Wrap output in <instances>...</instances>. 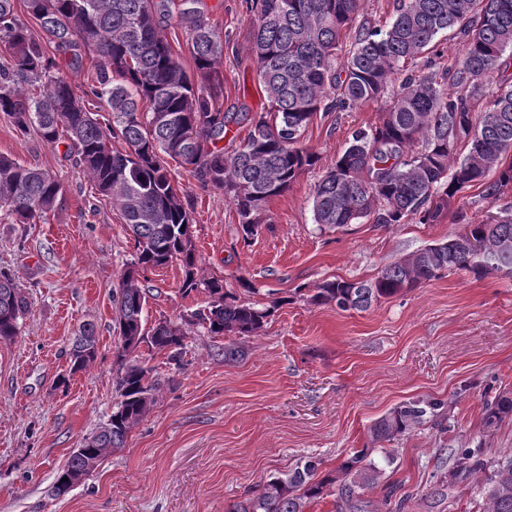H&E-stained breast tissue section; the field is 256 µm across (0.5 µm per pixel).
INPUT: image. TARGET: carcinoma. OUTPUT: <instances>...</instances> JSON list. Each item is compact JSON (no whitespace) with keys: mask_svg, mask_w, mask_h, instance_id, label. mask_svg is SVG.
I'll list each match as a JSON object with an SVG mask.
<instances>
[{"mask_svg":"<svg viewBox=\"0 0 512 512\" xmlns=\"http://www.w3.org/2000/svg\"><path fill=\"white\" fill-rule=\"evenodd\" d=\"M253 16L249 50L268 101V110L251 118L247 137L235 148L220 146L238 113L224 111V34L209 20L202 0H25L40 22L43 37L32 36L13 0H0V41L10 60L0 65V112L23 135L31 130L50 145L65 143V156L112 200L134 239L131 264L145 272L180 262L188 296L200 289L207 305L177 320L161 319L145 328L146 288L121 274L113 294L119 329L117 380L120 400L107 422L85 439L53 484L56 497L87 476L104 452L125 445L129 431L155 400L150 369L122 353L125 345L145 343L180 360L188 328L202 325L213 336L244 339L261 332L274 311L288 301L265 306L224 291V280L197 279L199 256L193 242V207L168 170L173 161L204 187L222 192L236 208L242 239L249 242L267 223L266 206L318 161L302 144L314 115L344 112L384 97L392 77L430 49L448 29L462 35L452 61H431L425 75H409L393 94L380 122L351 134L335 166L315 185L314 222L340 229L370 215L379 224L414 220L438 224L457 195L479 185L483 198L512 191V76L503 60L512 47V0H398L386 28H353L360 0H243ZM177 12H172V7ZM176 18L187 39L195 69L160 33ZM353 50L336 65V50L349 34ZM52 45L64 64L47 55ZM93 55L96 77L78 93L63 69ZM38 87L39 92L32 91ZM96 101L108 118L89 107ZM123 141L127 149L112 146ZM466 154L458 156L459 146ZM494 180H488L489 173ZM63 188L51 172L23 166L0 155V207L15 224H30L56 211ZM482 243L474 253L455 235L394 262L370 281L336 279L316 288L312 300L343 311H365L458 269L484 277L512 273V212L496 224H471ZM29 301L12 274L0 271V340L18 335ZM95 330L86 326L69 349L70 372L96 358ZM512 417V393L501 391L486 403L483 426L495 429ZM422 427L448 432V410L434 398L402 402L369 429V448H354L336 470L323 475L321 462L305 459L270 478L262 490L231 512H304L305 506L336 488L341 512H363L361 491L376 484L382 469L374 448L393 444ZM455 473L482 482L483 512H512V455L484 478V462L472 448H458Z\"/></svg>","mask_w":512,"mask_h":512,"instance_id":"cac0c4a2","label":"carcinoma"}]
</instances>
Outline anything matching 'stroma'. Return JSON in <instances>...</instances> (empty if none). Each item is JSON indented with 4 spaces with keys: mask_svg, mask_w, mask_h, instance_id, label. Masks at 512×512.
Segmentation results:
<instances>
[{
    "mask_svg": "<svg viewBox=\"0 0 512 512\" xmlns=\"http://www.w3.org/2000/svg\"><path fill=\"white\" fill-rule=\"evenodd\" d=\"M224 33L225 107L244 108L230 135L242 141L249 118L265 111L266 94L248 51L250 18L242 0H203ZM384 102L320 113L303 134L319 161L268 204L269 224L243 242L234 205L171 165L175 184L194 203L193 235L200 276L250 302H285L264 330L242 339L243 358L225 362L221 336L192 327L181 364L140 347L160 391L124 448L110 452L67 495L51 488L75 448L105 423L119 399L121 364L114 352L112 293L134 253L120 212L64 157V146L15 131L0 113V154L52 171L64 192L55 213L13 223L0 209V269L13 271L30 312L18 336L0 342V512H230L258 494L269 477L311 457L334 470L368 443L370 426L397 404L444 401L446 434L421 429L395 444L392 465L362 492L375 512L386 485H398L403 512H479V482L453 476V449H478L492 465L512 453V418L483 427L487 387L512 391V276L482 278L451 271L365 311L313 302L319 283L367 281L463 225L512 209V194L483 199L480 187L458 194L438 224H380L374 217L339 230L313 220L312 192L354 130L379 121ZM145 317L153 322L200 308L205 291L182 296L179 262L147 272ZM93 326L97 357L70 374L67 351Z\"/></svg>",
    "mask_w": 512,
    "mask_h": 512,
    "instance_id": "stroma-1",
    "label": "stroma"
}]
</instances>
